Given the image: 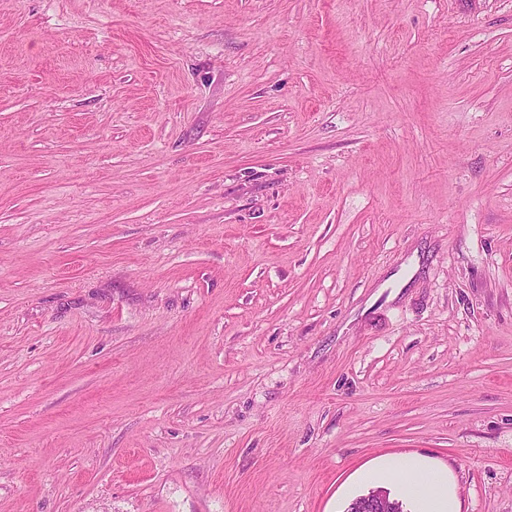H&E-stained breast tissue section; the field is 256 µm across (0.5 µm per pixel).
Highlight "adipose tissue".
<instances>
[{
	"mask_svg": "<svg viewBox=\"0 0 512 512\" xmlns=\"http://www.w3.org/2000/svg\"><path fill=\"white\" fill-rule=\"evenodd\" d=\"M383 475L398 481L410 498L415 512H451L448 478L443 471L408 458L384 466Z\"/></svg>",
	"mask_w": 512,
	"mask_h": 512,
	"instance_id": "adipose-tissue-1",
	"label": "adipose tissue"
}]
</instances>
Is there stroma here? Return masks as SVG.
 <instances>
[{
  "label": "stroma",
  "instance_id": "obj_1",
  "mask_svg": "<svg viewBox=\"0 0 512 512\" xmlns=\"http://www.w3.org/2000/svg\"><path fill=\"white\" fill-rule=\"evenodd\" d=\"M512 512V0H0V512ZM398 481L410 498L415 512H452L448 502V478L441 470L408 458L370 473ZM358 512H401L400 502L390 499L384 490H372L356 502Z\"/></svg>",
  "mask_w": 512,
  "mask_h": 512
}]
</instances>
